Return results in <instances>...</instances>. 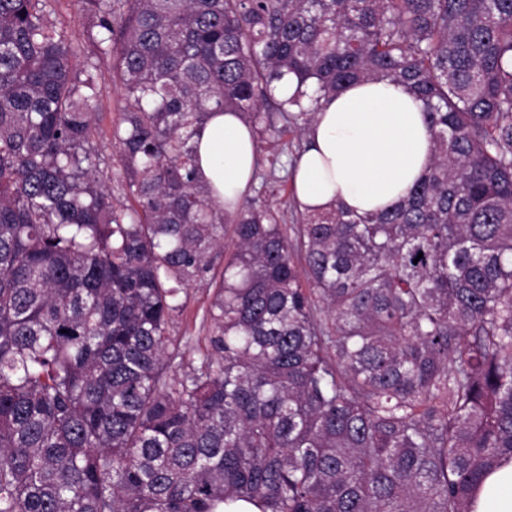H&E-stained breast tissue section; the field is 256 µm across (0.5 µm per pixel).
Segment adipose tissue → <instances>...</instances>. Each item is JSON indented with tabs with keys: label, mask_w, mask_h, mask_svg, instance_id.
Instances as JSON below:
<instances>
[{
	"label": "adipose tissue",
	"mask_w": 512,
	"mask_h": 512,
	"mask_svg": "<svg viewBox=\"0 0 512 512\" xmlns=\"http://www.w3.org/2000/svg\"><path fill=\"white\" fill-rule=\"evenodd\" d=\"M294 168L300 209L339 204L364 214L390 207L420 181L430 163L424 106L390 81L347 84L325 100L306 130ZM199 166L226 212L238 207L253 177L257 148L233 112L206 121L198 137ZM474 512H512V460L483 481Z\"/></svg>",
	"instance_id": "adipose-tissue-1"
}]
</instances>
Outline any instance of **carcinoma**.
Masks as SVG:
<instances>
[{
	"instance_id": "carcinoma-1",
	"label": "carcinoma",
	"mask_w": 512,
	"mask_h": 512,
	"mask_svg": "<svg viewBox=\"0 0 512 512\" xmlns=\"http://www.w3.org/2000/svg\"><path fill=\"white\" fill-rule=\"evenodd\" d=\"M58 2L0 0V512H473L512 459V0H75L93 57ZM383 80L432 152L390 208L289 227L200 179L210 115L273 166ZM70 1L61 0L57 13L51 15V18L58 26H64L74 41L84 43V19L79 12V7ZM102 70L107 90L101 101L99 112L101 113L100 126L104 130L105 135L100 138L98 148L102 156H104L106 159H109L112 158L113 154L115 153V148L113 147V142L110 136V129L112 127V123L115 122L118 117L117 111L113 108L115 100L120 97V94L115 88L112 87L107 70L105 68ZM207 292L204 288L192 285L188 288V299L183 314L176 318L172 333L181 336L185 332L193 336H205Z\"/></svg>"
}]
</instances>
